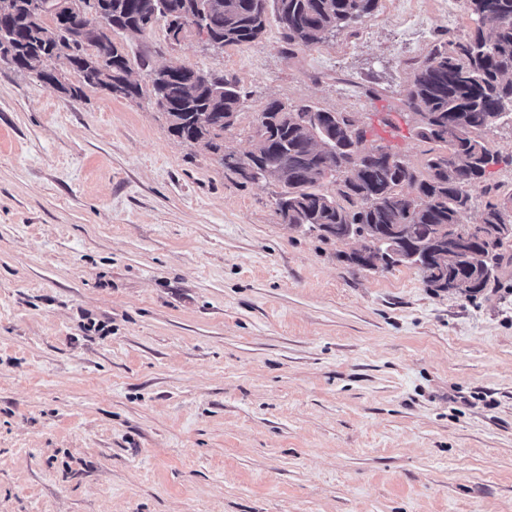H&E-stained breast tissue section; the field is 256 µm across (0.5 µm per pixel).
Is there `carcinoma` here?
<instances>
[{"label": "carcinoma", "mask_w": 512, "mask_h": 512, "mask_svg": "<svg viewBox=\"0 0 512 512\" xmlns=\"http://www.w3.org/2000/svg\"><path fill=\"white\" fill-rule=\"evenodd\" d=\"M89 14L102 13L112 30L133 34L163 20L166 31L192 26L196 0H81ZM378 0H211L197 33L211 47H242L265 32L275 16L283 41L314 47L353 23L370 18ZM477 26L464 41L435 48L419 66L404 105L418 123L421 140L434 143L426 176L403 160L391 163L360 153L365 130L351 116L310 105L265 104L252 131V150L224 151V131L245 108L236 81L187 67H160L148 77L156 104L168 115L172 134L204 144L216 162L247 181L244 164L285 175L276 199L282 223L318 232L323 239L357 237L377 245L385 266L416 267L430 288L445 279L463 285L471 298L487 288L505 257L509 239H491L492 226L511 224L512 190L481 187L486 168L499 162L482 133L512 116V0H466ZM54 0H0V62L50 84L70 98L82 87L124 86L125 97L141 94L130 79L123 47L79 21L66 23ZM74 72L81 85L63 82ZM335 141L332 157L318 141ZM334 168V192L322 190L323 168ZM487 196L481 224H464L471 191ZM458 240L448 248V226Z\"/></svg>", "instance_id": "obj_1"}]
</instances>
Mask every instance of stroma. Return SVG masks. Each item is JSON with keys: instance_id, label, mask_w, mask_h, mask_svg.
Returning a JSON list of instances; mask_svg holds the SVG:
<instances>
[{"instance_id": "35a3bbf8", "label": "stroma", "mask_w": 512, "mask_h": 512, "mask_svg": "<svg viewBox=\"0 0 512 512\" xmlns=\"http://www.w3.org/2000/svg\"><path fill=\"white\" fill-rule=\"evenodd\" d=\"M475 27L464 0H378L311 48L114 32L142 87L72 100L0 64V512H512V262L469 300L358 239L281 223L283 186L169 130L149 70L234 76L224 146L264 105L343 112L423 168L403 101ZM485 138L512 188V122Z\"/></svg>"}]
</instances>
